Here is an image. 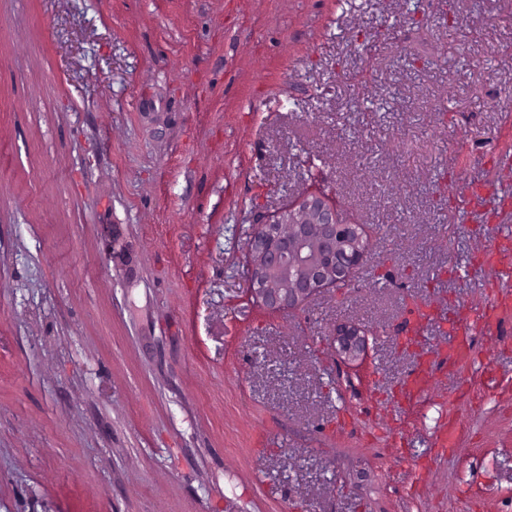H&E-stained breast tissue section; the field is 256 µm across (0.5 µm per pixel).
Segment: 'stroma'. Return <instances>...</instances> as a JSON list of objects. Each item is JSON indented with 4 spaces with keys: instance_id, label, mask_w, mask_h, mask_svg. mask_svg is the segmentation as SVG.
<instances>
[{
    "instance_id": "1",
    "label": "stroma",
    "mask_w": 512,
    "mask_h": 512,
    "mask_svg": "<svg viewBox=\"0 0 512 512\" xmlns=\"http://www.w3.org/2000/svg\"><path fill=\"white\" fill-rule=\"evenodd\" d=\"M474 181L512 0H0V512H512V318L434 366L512 230ZM317 186L369 257L267 310L252 227ZM361 332L363 333L362 335L360 334ZM365 336H368L367 331L358 328L349 327L346 330H341V333L338 334V341L340 342L342 352L354 356L364 351L366 346Z\"/></svg>"
}]
</instances>
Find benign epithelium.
<instances>
[{
    "instance_id": "1",
    "label": "benign epithelium",
    "mask_w": 512,
    "mask_h": 512,
    "mask_svg": "<svg viewBox=\"0 0 512 512\" xmlns=\"http://www.w3.org/2000/svg\"><path fill=\"white\" fill-rule=\"evenodd\" d=\"M367 254L359 226L339 217L329 195L306 196L256 225L247 267L250 292L272 309L297 308L325 288L346 284ZM338 341L351 356L366 346L354 327L341 331Z\"/></svg>"
}]
</instances>
